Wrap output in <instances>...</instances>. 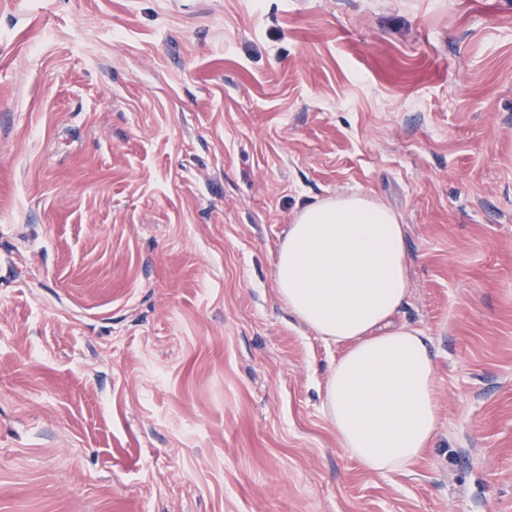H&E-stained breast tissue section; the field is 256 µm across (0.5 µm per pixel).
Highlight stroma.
I'll return each mask as SVG.
<instances>
[{
  "instance_id": "1",
  "label": "stroma",
  "mask_w": 512,
  "mask_h": 512,
  "mask_svg": "<svg viewBox=\"0 0 512 512\" xmlns=\"http://www.w3.org/2000/svg\"><path fill=\"white\" fill-rule=\"evenodd\" d=\"M349 193L435 355L396 472L274 278ZM0 512H512V0H0Z\"/></svg>"
}]
</instances>
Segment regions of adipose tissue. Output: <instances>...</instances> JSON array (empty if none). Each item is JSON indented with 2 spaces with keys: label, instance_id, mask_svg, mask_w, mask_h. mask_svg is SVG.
<instances>
[{
  "label": "adipose tissue",
  "instance_id": "ef3b65f1",
  "mask_svg": "<svg viewBox=\"0 0 512 512\" xmlns=\"http://www.w3.org/2000/svg\"><path fill=\"white\" fill-rule=\"evenodd\" d=\"M275 275L289 311L346 346L324 393L343 452L372 472L409 466L439 417L428 339L396 320L410 292L398 215L358 194L309 204L283 233Z\"/></svg>",
  "mask_w": 512,
  "mask_h": 512
}]
</instances>
